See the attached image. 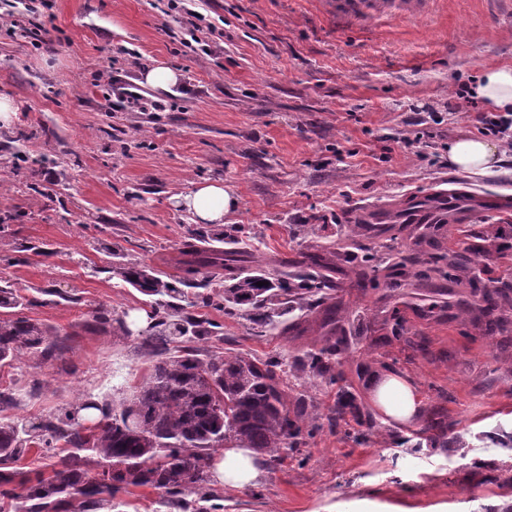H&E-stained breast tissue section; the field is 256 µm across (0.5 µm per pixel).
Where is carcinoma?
I'll use <instances>...</instances> for the list:
<instances>
[{
  "label": "carcinoma",
  "mask_w": 512,
  "mask_h": 512,
  "mask_svg": "<svg viewBox=\"0 0 512 512\" xmlns=\"http://www.w3.org/2000/svg\"><path fill=\"white\" fill-rule=\"evenodd\" d=\"M440 230L409 229L413 243L405 253L352 257L357 285L364 288L406 270L415 288L433 287L438 280L450 288L475 287L470 249L445 250L436 239ZM242 233L240 227L211 224L197 231L194 240L241 244ZM341 248V242H333L324 254L294 263L295 272L290 274L276 266L246 272L236 254L206 252L186 243L180 251L185 276L179 279L115 255L113 273L150 300L148 325L139 331L141 345L161 356L131 400L140 422L127 425L131 404L116 410L94 396L35 421L0 417V512H125L123 496L146 487L158 491L161 506L216 512L219 496L210 487L215 449L234 441L274 459L283 448L299 447L317 429L310 423L309 397L302 391L290 399L282 375L338 381L333 368L343 352V341L336 337L340 306L323 310L322 346L311 348L291 365L247 354L202 351L195 343L212 335L217 324L191 309L210 307L271 330L296 327L313 306L333 299L337 284L323 271L335 266ZM259 281L264 285H257ZM488 282L483 306L476 309L461 301L458 308L468 315L477 310L490 331L512 335V282ZM186 287L195 292H185ZM29 304L14 289L0 286V367L26 355L40 364L54 361L67 349L54 327L26 315ZM296 309L300 318L288 322V313ZM92 318L101 329L115 325L131 332L126 320L110 310L97 309ZM348 413L361 426L354 440L366 442L376 418L345 392L336 399L330 428L347 423ZM424 422L417 440L399 437L397 442L414 449L447 447L448 431L455 426L448 411L432 406L424 412ZM33 448L44 459L54 457L58 449L63 455L42 468L17 467Z\"/></svg>",
  "instance_id": "obj_1"
}]
</instances>
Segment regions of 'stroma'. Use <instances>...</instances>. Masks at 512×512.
Segmentation results:
<instances>
[{
    "mask_svg": "<svg viewBox=\"0 0 512 512\" xmlns=\"http://www.w3.org/2000/svg\"><path fill=\"white\" fill-rule=\"evenodd\" d=\"M168 0H56L22 27L45 26L52 42L0 33V95L17 114L0 128V285L12 284L30 318L70 337L59 360L0 368L12 417L35 418L87 395L127 403L154 358L137 337L92 327V313L148 310L147 297L112 272V255L178 275V249L197 229L176 204L202 181L238 198L228 223L249 228L247 267L323 252L339 225L391 203L447 190L471 199L512 194V173L468 175L448 164L449 141L475 135V112L448 104L490 66H512V0H198L197 43L167 16ZM181 75L164 92L140 85L142 68ZM138 83L116 99L105 71ZM439 113L419 137L420 119ZM30 163L15 168L13 152ZM39 192H32L31 184ZM314 224L308 235L298 224ZM470 247L489 277L512 255V210L495 214L484 240L456 225L444 245ZM445 288L343 292L349 349L336 384L306 391L319 428L298 450L264 462L250 486L216 484L223 512H500L512 486L493 463L512 464L495 440L512 432V343L475 327ZM406 320L385 340L383 319ZM217 329L201 348L263 359L302 355L320 337L255 333L211 310ZM398 374L421 407L444 406L458 425L444 448L393 444L423 426L377 415L369 443L332 431L338 390L371 404L375 383Z\"/></svg>",
    "mask_w": 512,
    "mask_h": 512,
    "instance_id": "35a3bbf8",
    "label": "stroma"
}]
</instances>
